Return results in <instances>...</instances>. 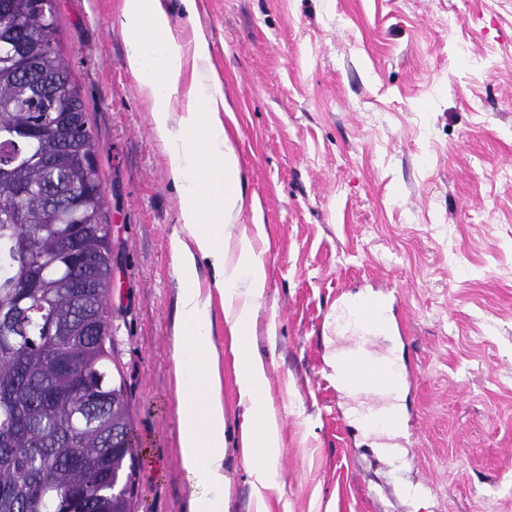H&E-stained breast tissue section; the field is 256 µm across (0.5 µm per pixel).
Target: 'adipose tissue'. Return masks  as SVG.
I'll return each mask as SVG.
<instances>
[{"instance_id":"ef3b65f1","label":"adipose tissue","mask_w":512,"mask_h":512,"mask_svg":"<svg viewBox=\"0 0 512 512\" xmlns=\"http://www.w3.org/2000/svg\"><path fill=\"white\" fill-rule=\"evenodd\" d=\"M122 17L128 67L151 104L154 129L181 190L185 233L172 240L180 280L173 348L183 397L182 463L196 488L190 512H229L224 403L211 342V299L202 294L197 275L202 260L224 300L244 408L242 458L254 478L255 512H267L266 493L280 483L282 439L278 415L264 397L266 365L251 340L266 270L252 237L237 228L245 198L221 117L227 109L223 86L206 38L197 33L186 42L178 39L163 0H124Z\"/></svg>"}]
</instances>
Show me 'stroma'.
Returning <instances> with one entry per match:
<instances>
[{"label":"stroma","mask_w":512,"mask_h":512,"mask_svg":"<svg viewBox=\"0 0 512 512\" xmlns=\"http://www.w3.org/2000/svg\"><path fill=\"white\" fill-rule=\"evenodd\" d=\"M267 275L252 342L276 410L269 512H512V0H197ZM115 247L113 378L146 452L136 512H190L174 373L180 189L126 64L123 0H55ZM230 512H253L213 271ZM398 289L413 382L396 455L336 391L339 299Z\"/></svg>","instance_id":"35a3bbf8"}]
</instances>
